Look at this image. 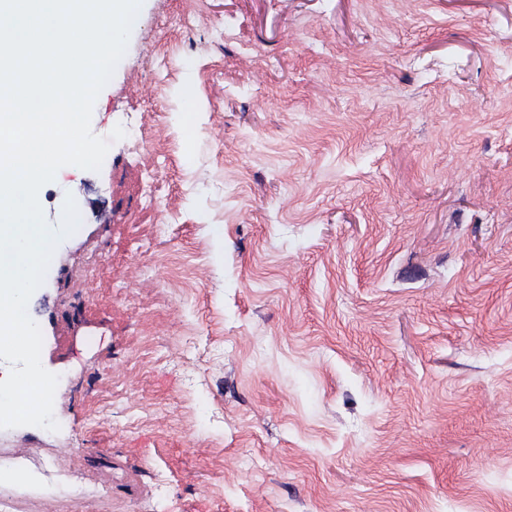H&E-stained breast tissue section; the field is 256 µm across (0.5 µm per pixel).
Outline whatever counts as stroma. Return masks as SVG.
<instances>
[{
	"label": "stroma",
	"mask_w": 512,
	"mask_h": 512,
	"mask_svg": "<svg viewBox=\"0 0 512 512\" xmlns=\"http://www.w3.org/2000/svg\"><path fill=\"white\" fill-rule=\"evenodd\" d=\"M118 125L14 512H512V0H140Z\"/></svg>",
	"instance_id": "stroma-1"
}]
</instances>
